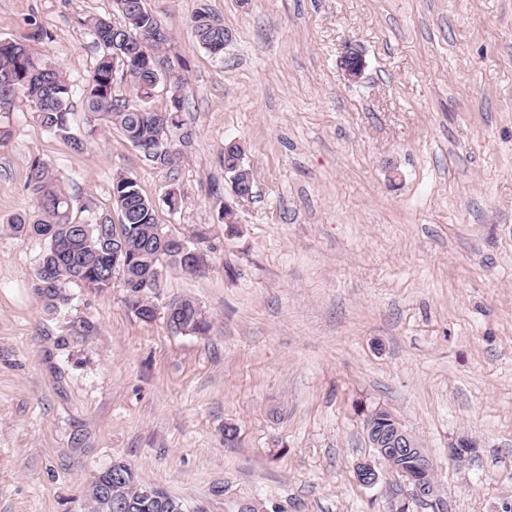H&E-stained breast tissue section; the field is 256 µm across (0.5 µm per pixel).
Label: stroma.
<instances>
[{
    "label": "stroma",
    "mask_w": 512,
    "mask_h": 512,
    "mask_svg": "<svg viewBox=\"0 0 512 512\" xmlns=\"http://www.w3.org/2000/svg\"><path fill=\"white\" fill-rule=\"evenodd\" d=\"M208 3L232 34L220 58L192 31L198 0H145L183 79L174 170L116 127L76 151L28 101L0 112V512H88L87 483L116 460L187 512H391L389 471L354 476L376 458V409L434 462L438 500L410 512H512V0ZM112 13L0 0V40L50 32L32 48L69 79L75 134L100 57L81 21ZM347 43L365 61L354 83ZM232 140L249 198L224 172ZM37 157L90 215L117 216L112 179L136 177L204 254L168 269L163 296L197 302L206 333L139 318L119 287L38 294L46 243L9 225ZM461 438L476 449L457 461ZM340 69L348 81H357L364 69V60L358 51L350 44L344 47V52L339 59Z\"/></svg>",
    "instance_id": "stroma-1"
}]
</instances>
